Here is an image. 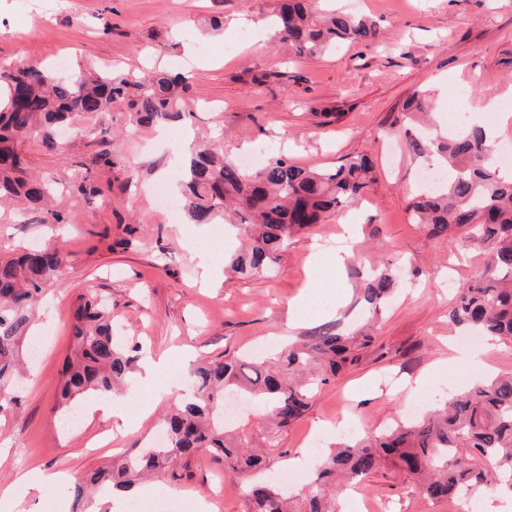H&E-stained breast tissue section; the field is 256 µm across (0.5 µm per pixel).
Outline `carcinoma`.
<instances>
[{
  "instance_id": "obj_1",
  "label": "carcinoma",
  "mask_w": 512,
  "mask_h": 512,
  "mask_svg": "<svg viewBox=\"0 0 512 512\" xmlns=\"http://www.w3.org/2000/svg\"><path fill=\"white\" fill-rule=\"evenodd\" d=\"M271 26L276 42L299 57L343 41H372L378 34L368 19L317 10L307 0H284ZM187 87L186 77L160 71L131 77L109 67L83 79L51 67L0 61V205L22 202L44 213L46 224L67 223L65 213L51 207L61 183L28 171L23 143L37 142L57 152L62 128L77 117L102 118L115 104L139 127L184 120L190 116L182 96ZM429 104L428 91L417 90L403 112L423 113ZM498 146L483 125L446 137L428 133L409 138L410 154L424 162L437 157L447 172L442 188L421 193L411 209L414 222L426 225L430 236L449 239L462 231L487 257L479 279L460 288L449 318L512 341V177H505L495 162ZM374 183L373 165L365 154L323 169L298 166L278 155L259 167L244 168L222 148L192 147L178 186L188 223L217 224L227 211L236 216L234 225L244 230L245 238L238 250L224 255V265L241 277H254L283 259L296 234L359 202ZM67 190L86 200L103 194L85 179ZM68 267L69 253L54 239L0 253V409L18 402L19 372L33 338L37 302L47 287L64 281ZM393 283L388 273L375 276L362 288L364 302L378 311ZM372 342L366 332L344 336L324 325L271 359H200L188 371L191 395L176 399L159 425L166 437L162 444L118 456L74 478L66 492L81 512L96 494L128 490L149 474L163 478L197 452L247 480L249 512H336V496L344 488L361 484L382 468L406 474L432 501L487 490L511 492V373L478 381L419 419L340 439L314 463L297 493L288 495L259 478L270 467L271 456L252 452V433L225 422L224 393L256 402L274 429L284 431L305 415L314 391ZM132 352L112 336L109 304L96 295L77 296L71 348L53 410L62 414L82 396L123 393L135 361Z\"/></svg>"
}]
</instances>
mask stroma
Here are the masks:
<instances>
[{
  "label": "stroma",
  "mask_w": 512,
  "mask_h": 512,
  "mask_svg": "<svg viewBox=\"0 0 512 512\" xmlns=\"http://www.w3.org/2000/svg\"><path fill=\"white\" fill-rule=\"evenodd\" d=\"M369 18L377 38L340 44L320 55L285 56L273 37H258L281 0H0V60L46 64L65 57L73 73L110 67L141 74L154 67L188 72L189 124L134 128L122 106L103 117L108 134L77 119L48 152L34 143L21 152L34 171L66 181L91 177L103 193L92 200L63 194L61 226L15 208L0 217V244L18 247L61 237L71 266L65 281L42 296L36 327L50 341L22 379L19 405L0 410V488L23 472L55 471L75 477L106 465L101 433L113 452L131 454L148 437L168 400L129 431L95 416L75 432L59 428L53 412L56 386L69 349V314L90 291L112 304V322L125 343L139 345L131 389L151 398L180 370V355L231 358L288 344L311 324H288V307L305 290L312 244L352 250L336 272L346 290L333 323L340 332L370 323L372 346L321 386L309 410L275 437L287 466L317 426L340 419L370 431L430 409L467 390L476 374L463 370L431 380L423 394L393 389L390 379L416 378L451 350H462L463 331L449 323L459 287L483 265L464 242L430 237L411 220L421 166L406 149L409 124L401 108L418 89L430 90L443 110L471 112L475 102L512 99V0H333ZM223 21L212 29L211 18ZM111 33H104V24ZM236 43L225 54V43ZM222 137L244 158L258 148L306 167H333L349 155L368 154L378 180L362 203L342 207L330 221L295 236L284 260L266 277L239 280L224 272V254L238 240L224 225L188 223L169 216L152 190L174 186L175 166L190 141ZM112 155L111 167L95 158ZM399 270V282L377 314H369L360 288L374 262ZM159 360L143 381L144 359ZM223 485L214 512H248L242 480L225 474L209 456L177 465L158 487L202 497ZM343 500L388 505L390 512H459L458 501L433 502L405 475L372 474Z\"/></svg>",
  "instance_id": "35a3bbf8"
}]
</instances>
